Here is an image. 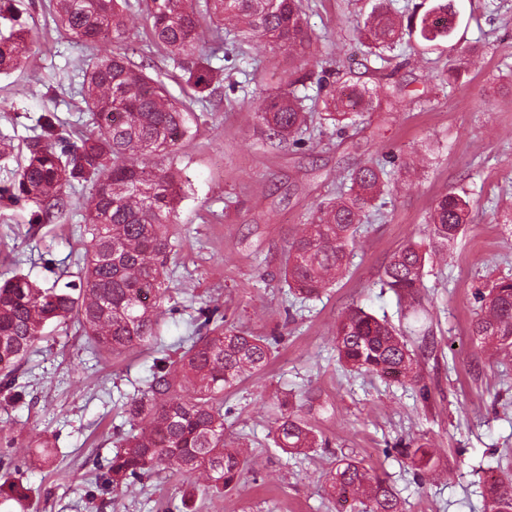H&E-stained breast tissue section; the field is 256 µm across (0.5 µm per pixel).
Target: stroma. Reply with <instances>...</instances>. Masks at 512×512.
Wrapping results in <instances>:
<instances>
[{
    "label": "stroma",
    "mask_w": 512,
    "mask_h": 512,
    "mask_svg": "<svg viewBox=\"0 0 512 512\" xmlns=\"http://www.w3.org/2000/svg\"><path fill=\"white\" fill-rule=\"evenodd\" d=\"M373 2L304 0L315 39L304 66L330 73L323 85L308 86L306 104L324 113L348 81L375 99L385 83L396 85L397 106L364 113L342 130L314 126L296 145L268 138L255 118L275 73L288 67L287 53L259 40L227 51L214 23L200 21L203 51L221 81L197 106L194 137L174 157L193 191L170 227L178 246L167 262L166 304L174 312L160 334L166 348L177 347L193 333V304L211 298L228 326L279 337L269 363L224 398L226 433L248 447L240 482L206 500L168 471L119 495L105 486L123 405L145 386L154 354H95L72 319L24 364L25 400L0 399V455L14 457L0 467V483L28 488L30 512H336L322 484L339 456L387 472L406 512H482L481 473H497L499 455L512 456V354L487 357L470 333L475 291L512 279V0H453L451 41L414 37L381 58L356 37ZM48 3L12 0L34 45L17 71L0 75V188L16 179L43 114H56L64 146L92 132L80 94L89 51L56 28ZM128 49L174 97L187 98L183 70L152 43L144 19L126 40L99 46L103 54ZM384 155L410 167L411 177L392 184L359 225L346 277L320 299L290 307L279 277L289 241L318 203L336 197L348 172ZM451 190L472 199L471 221L427 264L422 328L408 338L413 349L435 345L421 365L427 398L391 378L347 374L332 342L337 320L358 305L397 327L411 324L407 304L382 289L379 276L403 243L423 238L430 210ZM88 193L67 190L65 207L36 230L32 203L0 201V274L68 282L86 240L77 208ZM286 394L333 455L292 458L274 446L275 404ZM46 438L56 448L45 463L29 450ZM410 441L436 450L427 478H416L394 450Z\"/></svg>",
    "instance_id": "1"
}]
</instances>
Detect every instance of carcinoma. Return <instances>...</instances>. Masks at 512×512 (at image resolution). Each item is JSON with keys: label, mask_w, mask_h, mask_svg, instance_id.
Here are the masks:
<instances>
[{"label": "carcinoma", "mask_w": 512, "mask_h": 512, "mask_svg": "<svg viewBox=\"0 0 512 512\" xmlns=\"http://www.w3.org/2000/svg\"><path fill=\"white\" fill-rule=\"evenodd\" d=\"M152 41L164 46L187 74L197 92L209 90L218 71L209 58L195 53L201 41L198 0H141ZM206 12L222 22L239 24V41L262 39L288 52L291 60L310 53L312 37L302 0H205ZM128 0H53L58 26L87 48L112 36L127 38ZM456 13L448 2L429 6L402 25L383 5L374 7L359 30L368 48L391 51L404 36L426 42L449 39ZM31 35L13 30L0 36V73L16 69L28 52ZM322 79L313 71L289 67L280 90L266 96L256 110L268 137L290 141L307 124L308 111L299 89ZM81 90L96 129L74 150L57 152L56 117L39 118L41 133L27 145L18 177L0 199L23 198L37 206L32 223L50 220L64 204L65 189L90 187L82 204L89 239L78 256V280L64 287H43L22 274L0 281V388L18 403L25 391L16 381L26 357L47 337L48 329L77 317L91 349L120 355L135 349L161 353L154 359L146 388L125 403L130 430L118 429L107 463L105 483L116 491L145 475L163 470L181 473L203 493L235 486L245 464L244 451L224 437V392L263 368L271 342L262 336L224 328L220 306L204 302L194 318L195 336L179 355L159 348V321L168 291L166 258L176 246L168 224L189 181L182 171L162 161L191 137L192 109L172 98L164 85L136 65L126 53L97 55L82 73ZM367 91L345 85L332 94L328 116L338 122L371 110ZM409 169L388 171L367 162L349 174V193L316 206L308 223L289 242L284 281L304 303L338 280L350 264L349 247L366 208L380 198L393 177ZM468 197L455 191L442 195L431 211L429 244L408 240L385 266L381 285L401 301L419 302L429 247L456 239L469 222ZM479 312L471 336L481 349L512 352V283L498 282L476 293ZM338 361L353 373H395L410 385L420 382L419 357L404 336L385 318L363 307H349L336 323ZM274 443L284 453L306 454L329 442L297 413L288 398L278 403ZM398 454L425 475L435 451L407 445ZM324 491L333 501L349 503L350 512H404L389 482L361 462L342 458L324 476ZM484 512H512V478L480 481Z\"/></svg>", "instance_id": "cac0c4a2"}]
</instances>
